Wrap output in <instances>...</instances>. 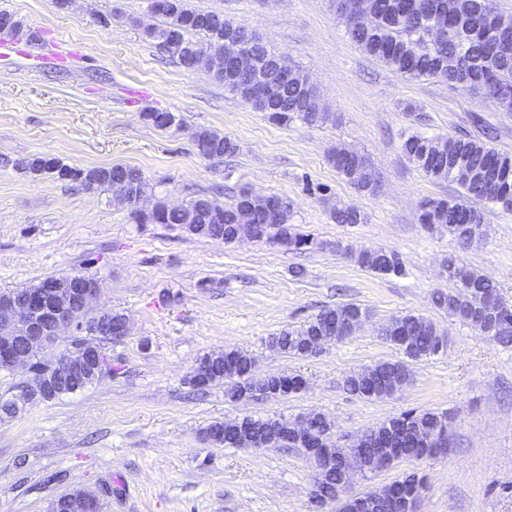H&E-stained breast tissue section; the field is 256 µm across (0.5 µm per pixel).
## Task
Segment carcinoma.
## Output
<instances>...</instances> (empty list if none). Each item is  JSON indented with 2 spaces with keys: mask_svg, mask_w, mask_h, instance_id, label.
<instances>
[{
  "mask_svg": "<svg viewBox=\"0 0 512 512\" xmlns=\"http://www.w3.org/2000/svg\"><path fill=\"white\" fill-rule=\"evenodd\" d=\"M438 15L431 19L415 15L410 10V0H367L373 14V24L361 28L352 16L339 14L346 32L364 53L411 79L440 78L448 67V57L462 54L468 61L465 70L448 80V84L461 86L494 101L506 112L512 111V44L502 49L484 39L481 34L486 7L492 0H437ZM163 8L154 11L162 19L159 25L144 30L145 36L178 65L208 72L223 84L224 89L240 98L247 96L246 80L273 81L268 70L244 78L232 67L215 68L212 58L224 54V33L239 36L238 51L256 65H265L275 55L273 48L254 38L245 25L224 15L221 10H197L188 0H162ZM448 25L449 35L440 44L426 39V32L437 21ZM317 98L316 86L307 74L298 70L293 78L278 87L271 98L252 99L253 107L264 113L268 121L286 125L300 120L316 125L325 119V113L309 112L305 102ZM495 134L485 132V139L456 137H428L418 132L404 136L402 151L419 171L436 180L456 183L462 192L456 196L429 198L422 203L420 223L429 230L443 229L458 241L464 236L480 238L485 234L483 213L469 204L471 200H488L512 211V154L493 146ZM194 145L198 154L209 160L221 161L239 151L233 139L216 131L202 129L196 132ZM337 172L355 190L374 193L378 183L372 163L361 153L338 148L331 155ZM15 165L33 173H45L57 181L77 183L87 190L112 186V181L123 177L130 179L134 194L153 193V186L144 173L135 167L111 165L92 168H75L56 159L50 166L41 164L38 157L15 161ZM471 171L474 178L463 180L459 171ZM294 204L286 196H261L242 189L233 203L221 205L216 200L198 195L182 207L156 203L148 212L134 211L139 224H178L189 234L212 240H222L230 245L244 235L256 241L270 242L288 251L302 252L317 245L315 238L297 231L292 224ZM332 218L338 224H360L363 216L352 206L337 208ZM360 267L380 274L400 275L403 260L395 250L376 248L369 252L351 253ZM448 279L454 282L453 292H435L432 302L448 314L470 322L483 313L495 316L487 340L491 343L512 346V307L499 297L493 281L476 269L456 260H448ZM367 310L355 304L325 308L303 325L286 329L268 341L271 349L281 353L309 356L310 337L332 334L342 341L349 337L348 327ZM381 336L405 356L403 360L383 361L374 365L371 375L361 370L344 379V389L367 400H383L393 396L409 382L411 370L408 361H424L443 353L448 347L446 337L429 318L405 313L391 318L381 327ZM99 363L86 380L75 385L77 390L102 380L112 374V362L107 352L109 338L100 337ZM31 359V377L24 382L26 388H37L52 376V364L40 358L41 348H28ZM200 364L210 368L202 377L194 372L192 382L207 387L229 382L231 399L249 400L252 392L262 384L277 396L286 397L303 388L304 379L298 375L274 374L260 380L254 377V357L238 348L214 351L200 358ZM311 431L322 437L316 449V463L322 468L326 494L335 495L336 488L354 486L358 480L368 478L382 465L377 462L382 441L396 449L399 459L433 460L445 453L429 436L449 431L450 417L446 411L433 409L409 410L390 417L354 438L350 448L374 461L372 467L361 474L347 472L342 457L348 449L331 441L332 422L322 413L307 415ZM293 421L285 416L239 419L238 428L250 432L257 447L269 439H276L279 448H304L300 438L288 433ZM208 441L215 446L237 448L239 443L234 431L226 423L215 421L206 428ZM400 498L411 499L421 495L425 488L424 477L413 471L394 481ZM91 495L75 490L51 502L49 512H68L70 501H85Z\"/></svg>",
  "mask_w": 512,
  "mask_h": 512,
  "instance_id": "1",
  "label": "carcinoma"
}]
</instances>
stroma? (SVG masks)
<instances>
[{
    "instance_id": "35a3bbf8",
    "label": "stroma",
    "mask_w": 512,
    "mask_h": 512,
    "mask_svg": "<svg viewBox=\"0 0 512 512\" xmlns=\"http://www.w3.org/2000/svg\"><path fill=\"white\" fill-rule=\"evenodd\" d=\"M223 10L286 53L318 91L327 121L280 126L203 71H188L144 35L150 0H0L22 23L14 49L0 50V291L81 272L98 279L97 308L124 314L127 336L110 343L112 375L0 421V512H48L80 489L103 512H315L313 467L292 448L244 451L208 443L215 421L320 412L332 440L357 435L409 409L447 411L448 450L435 461H404L356 484L364 491L403 473L425 474L420 512H512V349L434 306L454 284L448 259L491 278L512 305V211L478 202L486 237L463 247L428 231L419 205L454 195L404 156L403 134L475 137L477 119L512 153V112L437 79L413 80L373 59L347 36L331 0H189ZM170 112L161 131L147 112ZM211 129L235 140L230 160L201 157L193 137ZM366 154L376 193L355 191L330 155ZM48 155L79 168H139L158 198L176 205L198 195L234 201L240 189L294 203L293 222L314 250L265 242L232 245L176 224H139L109 189L87 191L15 167ZM356 207L363 223L331 218ZM397 250L400 275L359 267L349 253ZM356 304L368 322L321 353L299 358L268 348L270 337L327 307ZM415 312L448 338L444 354L412 364L395 396L369 401L343 387L354 372L401 353L378 333ZM235 347L256 374L302 376L285 398L233 401L225 384L200 391L190 380L205 354Z\"/></svg>"
}]
</instances>
